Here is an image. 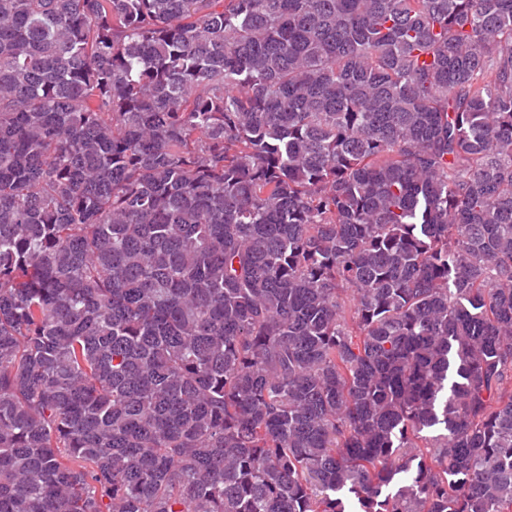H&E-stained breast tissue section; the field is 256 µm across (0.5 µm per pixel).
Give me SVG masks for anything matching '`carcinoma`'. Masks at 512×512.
Here are the masks:
<instances>
[{
	"instance_id": "1",
	"label": "carcinoma",
	"mask_w": 512,
	"mask_h": 512,
	"mask_svg": "<svg viewBox=\"0 0 512 512\" xmlns=\"http://www.w3.org/2000/svg\"><path fill=\"white\" fill-rule=\"evenodd\" d=\"M0 512H512V0H0Z\"/></svg>"
}]
</instances>
